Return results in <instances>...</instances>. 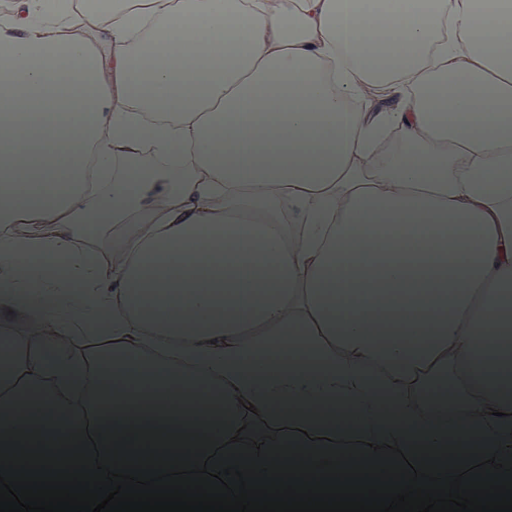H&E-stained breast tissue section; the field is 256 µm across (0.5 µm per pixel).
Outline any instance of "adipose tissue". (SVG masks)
I'll use <instances>...</instances> for the list:
<instances>
[{
  "label": "adipose tissue",
  "mask_w": 512,
  "mask_h": 512,
  "mask_svg": "<svg viewBox=\"0 0 512 512\" xmlns=\"http://www.w3.org/2000/svg\"><path fill=\"white\" fill-rule=\"evenodd\" d=\"M410 3L0 11V451L512 455V0Z\"/></svg>",
  "instance_id": "adipose-tissue-1"
}]
</instances>
